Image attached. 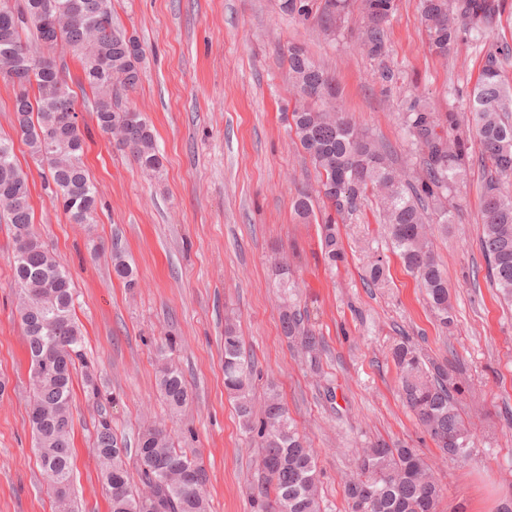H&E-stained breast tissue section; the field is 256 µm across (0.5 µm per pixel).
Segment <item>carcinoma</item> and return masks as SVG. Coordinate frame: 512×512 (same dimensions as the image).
Returning a JSON list of instances; mask_svg holds the SVG:
<instances>
[{"label": "carcinoma", "mask_w": 512, "mask_h": 512, "mask_svg": "<svg viewBox=\"0 0 512 512\" xmlns=\"http://www.w3.org/2000/svg\"><path fill=\"white\" fill-rule=\"evenodd\" d=\"M353 1L365 22L362 43L371 54H381L385 25L398 0H326L318 12L321 28L337 30ZM44 2L16 0L10 18H0V28L6 26L12 34L9 43H0V74L25 76L31 62L44 64L35 79L16 86V127L30 153L46 165L55 186L53 201L71 221L91 224L98 191L86 173L85 140L74 95L60 89L66 73L57 65L55 50L60 45L70 48L80 63V84L91 90L99 129L118 146L130 149L144 170L155 171L160 161L154 128L145 117L130 119L122 101L140 81L144 56L128 51V43L138 38L115 22L114 0H108L106 13L97 9L98 0H55L62 14L51 29L43 24L39 11ZM281 8L306 18L316 3L282 0ZM420 8L430 51L446 54L465 37L480 38L492 25L498 4L496 0H420ZM511 53L512 47L505 44L487 55L469 99L468 121L489 169L481 237L487 276L512 301V196L502 191V183L512 179V122L505 119L512 112V94L501 78L500 59ZM287 64L298 95L289 130L319 172L317 194L333 210L320 224L325 264L334 268L344 260L337 218L353 213L366 192L376 193L379 220L392 248L417 274L436 319L448 326L452 321L448 286L432 255L426 224L430 208L437 211L439 223L450 222L448 195L466 172L468 136L456 114L436 113L417 98L406 103L403 123L423 155L421 172L409 179L383 145L336 111V101L306 97L308 88H335L316 60L303 48L291 46ZM293 207L305 221L314 217L310 191H298ZM2 218L14 228V280L19 285L18 312L30 357L29 423L35 448L57 512H75L71 404L74 372L79 365L87 366L84 336L74 319L71 278L33 231L28 178L18 166L13 142L0 138ZM112 262L116 276L134 287V270L122 251L113 249ZM290 271L291 263L284 261L276 272L282 330L312 356L322 348L323 338L291 302ZM392 358L401 397L419 425L449 460L467 462L474 441L456 398L461 391L460 365L426 358L406 337L395 345ZM158 361V392L178 414L189 402L183 373L162 351ZM252 373V360L236 325L225 322L224 388L235 400L243 429L256 435L262 448L251 497L259 512H322L314 450L292 424L275 389H269L261 413H255ZM123 452L111 422L101 418L92 453L110 512H209L206 469L166 428L152 426L139 434V490L131 484ZM344 493L351 512H439L441 501L434 473L415 449L403 443L381 442L363 449Z\"/></svg>", "instance_id": "cac0c4a2"}]
</instances>
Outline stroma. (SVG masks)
Masks as SVG:
<instances>
[{
    "label": "stroma",
    "mask_w": 512,
    "mask_h": 512,
    "mask_svg": "<svg viewBox=\"0 0 512 512\" xmlns=\"http://www.w3.org/2000/svg\"><path fill=\"white\" fill-rule=\"evenodd\" d=\"M482 41L431 54L419 0H399L386 24L382 56L360 43L362 18L350 9L339 33L316 17L282 12L279 0H118L117 18L145 49L142 79L127 93L157 133L159 173H145L129 151L98 129L78 102L85 164L98 189L94 223L74 224L53 205L48 171L13 124L14 91L0 82V138L13 141L28 176L34 227L69 272L76 316L99 398L74 378V477L78 512H108L90 453L108 415L129 471L138 435L165 424L208 472L211 512H257L250 485L260 454L224 388V320L233 318L251 356L253 391L277 386L314 448L325 512H349L344 481L357 453L377 439L417 448L433 467L440 512H497L512 496V305L486 279L480 247L487 177L471 147L468 170L448 200L454 222L428 228L448 279L454 322L442 328L416 277L394 253L377 220L374 193L345 216L346 260L326 266L318 225L293 209L319 174L282 120L294 92L285 57L303 46L340 88L337 106L388 144L405 171L422 154L402 112L420 97L439 113L465 114L488 51L512 46V0ZM132 264L135 287L112 271V250ZM296 305L323 338L316 359L283 336L274 265L291 252ZM382 258L387 285L369 287L370 261ZM14 241L0 221V512H55L43 490L28 418L29 359L13 281ZM408 337L431 358L462 367L458 396L474 435L469 464L444 457L398 396L391 349ZM182 369L192 403L171 417L155 386L157 349ZM334 396H327V389Z\"/></svg>",
    "instance_id": "1"
}]
</instances>
